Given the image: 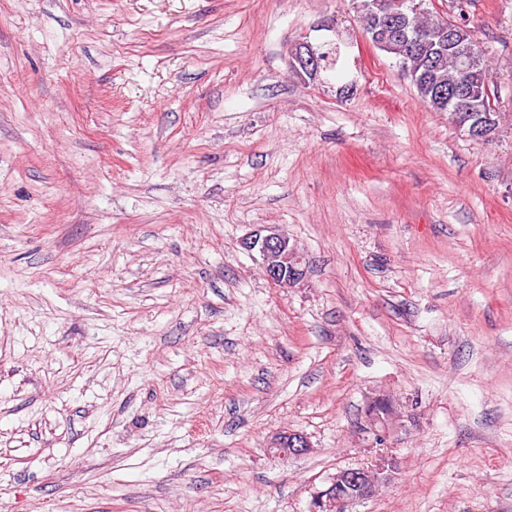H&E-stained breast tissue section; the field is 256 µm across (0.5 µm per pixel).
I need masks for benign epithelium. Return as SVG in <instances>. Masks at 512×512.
<instances>
[{
	"instance_id": "obj_1",
	"label": "benign epithelium",
	"mask_w": 512,
	"mask_h": 512,
	"mask_svg": "<svg viewBox=\"0 0 512 512\" xmlns=\"http://www.w3.org/2000/svg\"><path fill=\"white\" fill-rule=\"evenodd\" d=\"M426 0H419L414 8L404 6L402 0H365V7L374 25H399L411 15L427 14ZM289 67L301 79L314 78L319 69V58L308 43L296 44L289 57ZM497 132V119L491 115L479 116L466 128L472 138L491 139ZM242 247L259 256L266 279L276 288H295L306 276L307 260L276 224H265L242 239ZM370 432L384 441L385 449L378 450L370 466L343 469L336 473L330 486L317 492L312 512H348L355 501L372 497L378 488L388 483L398 470L397 456L389 449L390 427L374 411H369ZM312 450L306 434L295 430L277 432L267 451L274 455H305Z\"/></svg>"
}]
</instances>
